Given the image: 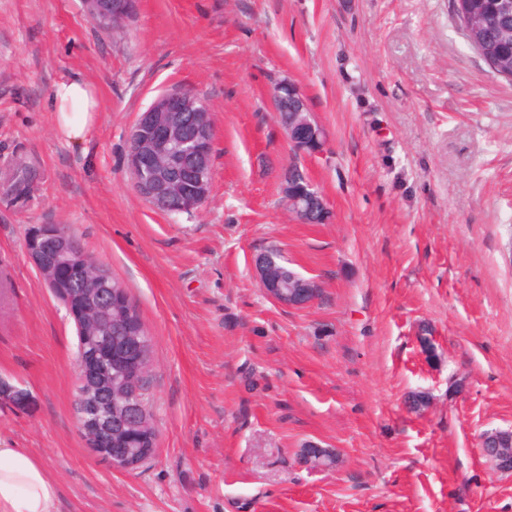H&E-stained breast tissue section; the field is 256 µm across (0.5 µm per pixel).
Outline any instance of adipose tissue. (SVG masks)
<instances>
[{
  "label": "adipose tissue",
  "mask_w": 512,
  "mask_h": 512,
  "mask_svg": "<svg viewBox=\"0 0 512 512\" xmlns=\"http://www.w3.org/2000/svg\"><path fill=\"white\" fill-rule=\"evenodd\" d=\"M57 136L86 142L100 121L94 87L77 76L55 83L49 97ZM58 488L45 465L23 448L0 447V512H56Z\"/></svg>",
  "instance_id": "1"
}]
</instances>
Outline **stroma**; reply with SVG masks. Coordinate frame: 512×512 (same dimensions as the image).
<instances>
[{"label":"stroma","mask_w":512,"mask_h":512,"mask_svg":"<svg viewBox=\"0 0 512 512\" xmlns=\"http://www.w3.org/2000/svg\"><path fill=\"white\" fill-rule=\"evenodd\" d=\"M70 75L101 110L80 147L46 107ZM283 77L323 154L294 158L271 102ZM174 87L215 132L211 193L179 216L138 195L126 160ZM294 161L330 222L284 208ZM41 224L75 232L152 337L158 448L136 469L81 435L75 326L26 250ZM264 249L319 298L269 299ZM0 280V384L26 394L0 397V443L49 469L58 512H512V472L478 448L512 428V83L450 0H136L115 28L82 0H0ZM311 443L334 463L303 464Z\"/></svg>","instance_id":"35a3bbf8"}]
</instances>
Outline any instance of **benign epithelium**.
Instances as JSON below:
<instances>
[{
  "label": "benign epithelium",
  "mask_w": 512,
  "mask_h": 512,
  "mask_svg": "<svg viewBox=\"0 0 512 512\" xmlns=\"http://www.w3.org/2000/svg\"><path fill=\"white\" fill-rule=\"evenodd\" d=\"M94 20L120 22L129 11V0H84ZM273 110L289 109L302 119L284 130L293 153L299 157L323 152L324 129L315 122L300 88L284 77L275 82L271 94ZM144 131H135L130 138L133 169L138 173L137 191L153 205L175 202L190 209L209 196L212 164L210 147L214 127L209 109L189 90L177 89L160 94L141 114ZM284 205L291 216L302 224L327 223L332 214L321 192L300 167H285L281 174ZM30 259L52 288L64 272L85 278L79 294L67 302L75 320L82 344L77 359L78 393L76 399L81 434L89 449L114 469L130 470L149 460L154 446L131 450L126 444L136 438L157 441L146 407L134 396L122 402L112 399V380L128 376L137 383L145 376L143 360L147 343L138 335L124 337V346L113 353L107 333L112 330V279L99 263L80 256L76 239L64 230L49 224L37 226L26 243ZM280 261L269 251L254 259L261 287L275 302L292 308H305L319 297L320 288L305 280L299 288L285 290L267 287L268 271ZM481 454L498 471H512V429L494 430L480 437ZM331 453L310 444L301 459L306 464L327 461Z\"/></svg>",
  "instance_id": "7a95c632"
}]
</instances>
